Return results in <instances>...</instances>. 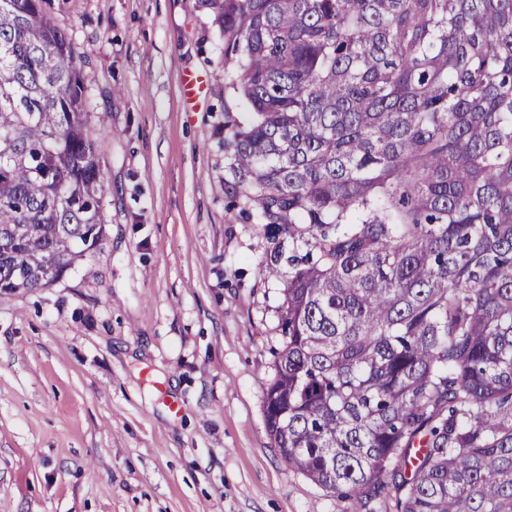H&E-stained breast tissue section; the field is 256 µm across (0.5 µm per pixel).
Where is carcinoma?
<instances>
[{
    "label": "carcinoma",
    "instance_id": "1",
    "mask_svg": "<svg viewBox=\"0 0 512 512\" xmlns=\"http://www.w3.org/2000/svg\"><path fill=\"white\" fill-rule=\"evenodd\" d=\"M202 2L288 262L272 444L350 512H512V0ZM82 67L49 0H0L1 294L104 239Z\"/></svg>",
    "mask_w": 512,
    "mask_h": 512
}]
</instances>
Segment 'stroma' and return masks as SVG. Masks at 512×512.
<instances>
[{"label":"stroma","instance_id":"obj_1","mask_svg":"<svg viewBox=\"0 0 512 512\" xmlns=\"http://www.w3.org/2000/svg\"><path fill=\"white\" fill-rule=\"evenodd\" d=\"M85 59L106 239L0 295V512H346L282 460L272 244L233 199L224 35L201 0H53ZM205 83L190 110L183 77Z\"/></svg>","mask_w":512,"mask_h":512}]
</instances>
